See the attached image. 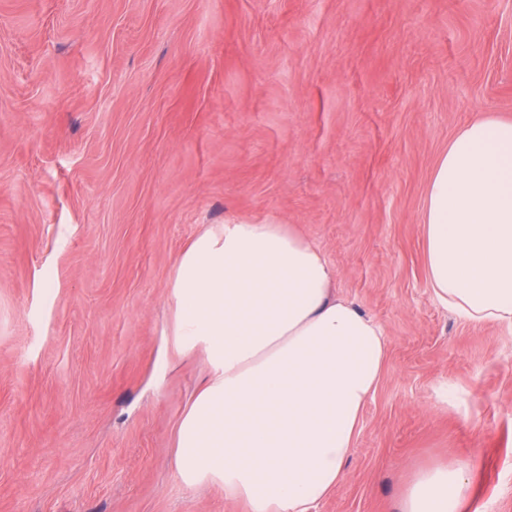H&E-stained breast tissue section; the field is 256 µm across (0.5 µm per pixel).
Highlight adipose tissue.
I'll return each instance as SVG.
<instances>
[{
    "label": "adipose tissue",
    "instance_id": "ef3b65f1",
    "mask_svg": "<svg viewBox=\"0 0 512 512\" xmlns=\"http://www.w3.org/2000/svg\"><path fill=\"white\" fill-rule=\"evenodd\" d=\"M422 231L435 303L469 324L512 327V120L484 113L452 137ZM334 282L320 247L272 221L204 225L178 254L168 333L210 366L178 426L185 485L223 486L248 512H312L345 484L387 340ZM469 491L468 464L428 469L402 512H455Z\"/></svg>",
    "mask_w": 512,
    "mask_h": 512
}]
</instances>
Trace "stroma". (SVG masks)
Instances as JSON below:
<instances>
[{
  "mask_svg": "<svg viewBox=\"0 0 512 512\" xmlns=\"http://www.w3.org/2000/svg\"><path fill=\"white\" fill-rule=\"evenodd\" d=\"M486 112L512 120V0H0V512H247L175 473L208 368L167 296L203 225L265 217L388 343L315 512H399L449 461L460 512H512V330L433 301L422 233Z\"/></svg>",
  "mask_w": 512,
  "mask_h": 512,
  "instance_id": "obj_1",
  "label": "stroma"
}]
</instances>
